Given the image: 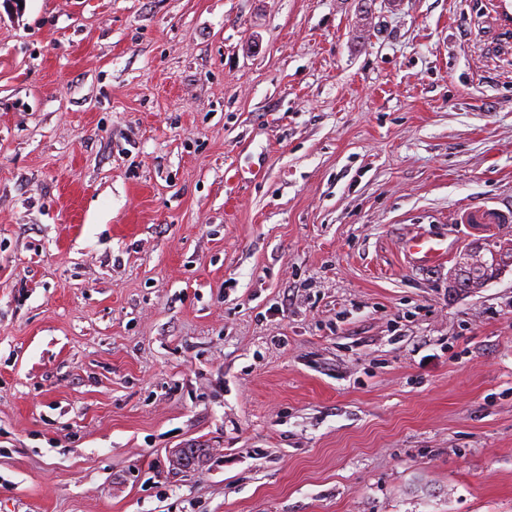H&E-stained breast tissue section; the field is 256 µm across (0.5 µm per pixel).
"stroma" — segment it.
Wrapping results in <instances>:
<instances>
[{
    "instance_id": "1",
    "label": "stroma",
    "mask_w": 512,
    "mask_h": 512,
    "mask_svg": "<svg viewBox=\"0 0 512 512\" xmlns=\"http://www.w3.org/2000/svg\"><path fill=\"white\" fill-rule=\"evenodd\" d=\"M475 203L495 0H0V512H512ZM405 251L419 264L435 265L448 257V243L444 237L416 236L406 242Z\"/></svg>"
}]
</instances>
